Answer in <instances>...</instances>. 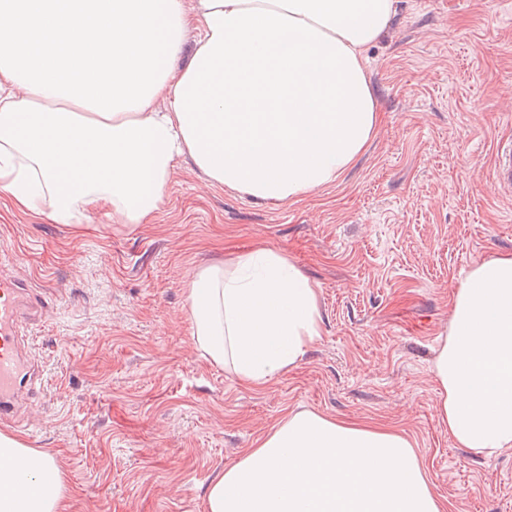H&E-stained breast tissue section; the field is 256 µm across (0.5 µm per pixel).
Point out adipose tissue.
<instances>
[{
	"label": "adipose tissue",
	"instance_id": "1",
	"mask_svg": "<svg viewBox=\"0 0 512 512\" xmlns=\"http://www.w3.org/2000/svg\"><path fill=\"white\" fill-rule=\"evenodd\" d=\"M399 0H0V196L78 235L90 213L149 224L179 159L285 203L334 183L379 123L365 51ZM208 360L262 388L322 329L319 294L264 247L186 290ZM462 448H512V253L457 288L431 364ZM47 453L0 432V512H65ZM206 512H447L408 435L287 413L208 485Z\"/></svg>",
	"mask_w": 512,
	"mask_h": 512
}]
</instances>
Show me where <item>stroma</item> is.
I'll return each instance as SVG.
<instances>
[{
	"label": "stroma",
	"mask_w": 512,
	"mask_h": 512,
	"mask_svg": "<svg viewBox=\"0 0 512 512\" xmlns=\"http://www.w3.org/2000/svg\"><path fill=\"white\" fill-rule=\"evenodd\" d=\"M381 120L335 183L292 203L178 162L154 223L83 234L0 198V271L51 298L25 328L41 376L15 422L60 465L68 512H206L205 489L287 413L404 430L448 512H512V448L457 447L431 362L458 284L512 252V0H401L366 51ZM263 245L318 289L322 330L261 389L208 362L185 288L217 253ZM494 177L502 189L512 190V142L500 144L494 158Z\"/></svg>",
	"instance_id": "35a3bbf8"
}]
</instances>
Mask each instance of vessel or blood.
I'll return each instance as SVG.
<instances>
[{"label":"vessel or blood","mask_w":512,"mask_h":512,"mask_svg":"<svg viewBox=\"0 0 512 512\" xmlns=\"http://www.w3.org/2000/svg\"><path fill=\"white\" fill-rule=\"evenodd\" d=\"M494 177L500 188L512 190V142L498 146ZM22 283L14 276H0V421L16 414L18 402L36 385L38 365L23 354L24 324Z\"/></svg>","instance_id":"1"}]
</instances>
